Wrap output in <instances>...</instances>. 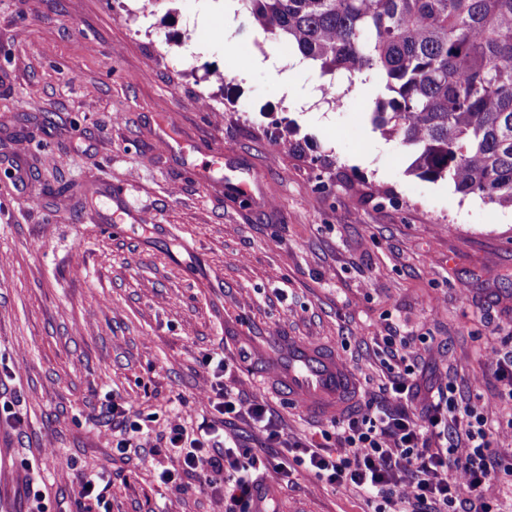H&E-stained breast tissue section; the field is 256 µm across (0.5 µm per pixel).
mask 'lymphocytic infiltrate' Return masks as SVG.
I'll return each mask as SVG.
<instances>
[{"instance_id":"obj_1","label":"lymphocytic infiltrate","mask_w":512,"mask_h":512,"mask_svg":"<svg viewBox=\"0 0 512 512\" xmlns=\"http://www.w3.org/2000/svg\"><path fill=\"white\" fill-rule=\"evenodd\" d=\"M389 362L387 381L379 396L369 397L356 414L336 419V448L313 441L289 445L293 462L305 466L316 479L339 489H356L376 501L374 512H512V504L487 498L484 491L503 464L489 437L487 417L460 404L452 385L438 387L423 412L412 403V364L417 350L401 355L394 337L383 339ZM213 382L209 401L212 423L190 439L180 423H172L171 467L159 478H196L203 490L222 495L224 512H247L255 502L250 469L254 450L224 443V423L245 417L274 444L279 433L268 403L260 398H235L224 388L227 364L223 354L205 358Z\"/></svg>"}]
</instances>
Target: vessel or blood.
<instances>
[{
	"label": "vessel or blood",
	"mask_w": 512,
	"mask_h": 512,
	"mask_svg": "<svg viewBox=\"0 0 512 512\" xmlns=\"http://www.w3.org/2000/svg\"><path fill=\"white\" fill-rule=\"evenodd\" d=\"M289 397L321 415L340 414L353 405L356 383L330 351L292 337H280L273 350L255 349Z\"/></svg>",
	"instance_id": "b4317fda"
}]
</instances>
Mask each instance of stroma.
Listing matches in <instances>:
<instances>
[{"label": "stroma", "instance_id": "stroma-1", "mask_svg": "<svg viewBox=\"0 0 512 512\" xmlns=\"http://www.w3.org/2000/svg\"><path fill=\"white\" fill-rule=\"evenodd\" d=\"M224 2L0 0V158L29 170L22 189L0 171V403L23 418L0 420V512H84L95 475L110 512H224L159 483L165 435L210 418L203 358L220 351L225 388L264 398L282 438L233 418L238 447L280 460L321 440L331 417L240 355L279 336L333 349L359 409L383 382L379 338L427 339L417 403L449 379L512 457V390L487 365L512 336V208L413 172L372 123L377 73L348 85ZM162 129L192 152L162 149ZM118 198L143 223H106ZM112 396L143 426L123 453ZM255 478L274 512L375 510L298 466Z\"/></svg>", "mask_w": 512, "mask_h": 512}]
</instances>
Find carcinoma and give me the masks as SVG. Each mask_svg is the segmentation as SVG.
<instances>
[{"label": "carcinoma", "mask_w": 512, "mask_h": 512, "mask_svg": "<svg viewBox=\"0 0 512 512\" xmlns=\"http://www.w3.org/2000/svg\"><path fill=\"white\" fill-rule=\"evenodd\" d=\"M241 2L323 71L380 73L372 122L418 175L512 207V0Z\"/></svg>", "instance_id": "1"}]
</instances>
